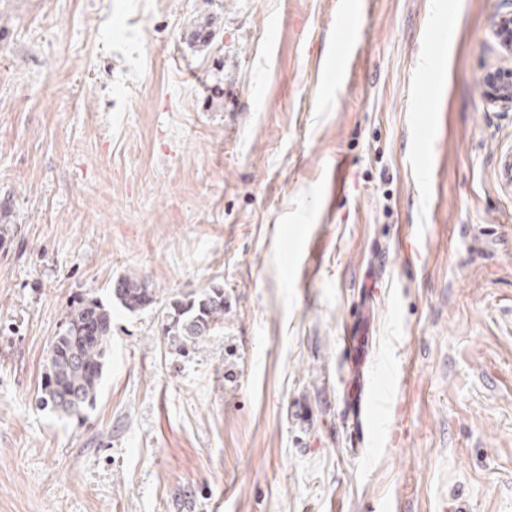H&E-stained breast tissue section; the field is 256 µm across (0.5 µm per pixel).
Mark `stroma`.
<instances>
[{"label":"stroma","mask_w":512,"mask_h":512,"mask_svg":"<svg viewBox=\"0 0 512 512\" xmlns=\"http://www.w3.org/2000/svg\"><path fill=\"white\" fill-rule=\"evenodd\" d=\"M501 8L0 0V512H512ZM217 284L223 328L171 345L161 305ZM88 296L106 363L61 417L36 395ZM394 370L356 443L350 384ZM493 35L502 58L510 66L499 65L486 73L484 91L492 103L512 107V9L500 11L493 22ZM112 295L129 311H137L155 302L152 288L145 280L136 277H123L115 281Z\"/></svg>","instance_id":"stroma-1"}]
</instances>
